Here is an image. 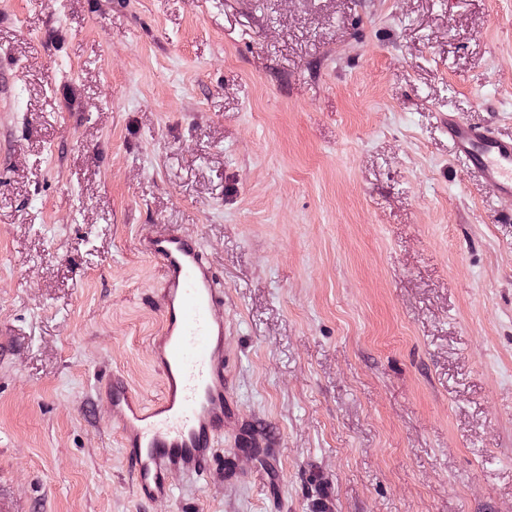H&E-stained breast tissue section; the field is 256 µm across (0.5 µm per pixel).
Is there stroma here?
<instances>
[{
  "label": "stroma",
  "mask_w": 512,
  "mask_h": 512,
  "mask_svg": "<svg viewBox=\"0 0 512 512\" xmlns=\"http://www.w3.org/2000/svg\"><path fill=\"white\" fill-rule=\"evenodd\" d=\"M512 0H0V512H512ZM168 230L224 285L231 418L138 499ZM448 140L466 156L487 182L512 202V140H503L486 126L459 123L452 113H439Z\"/></svg>",
  "instance_id": "obj_1"
}]
</instances>
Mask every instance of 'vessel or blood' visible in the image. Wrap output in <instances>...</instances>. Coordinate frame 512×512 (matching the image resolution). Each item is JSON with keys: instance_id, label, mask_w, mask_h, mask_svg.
<instances>
[{"instance_id": "b4317fda", "label": "vessel or blood", "mask_w": 512, "mask_h": 512, "mask_svg": "<svg viewBox=\"0 0 512 512\" xmlns=\"http://www.w3.org/2000/svg\"><path fill=\"white\" fill-rule=\"evenodd\" d=\"M441 122L456 150L512 201V140L486 126L461 124L449 112ZM141 250L163 270L162 325L154 338L163 394L145 402L116 374L105 390L133 466L135 492L157 500L173 495L169 472L204 476L224 438V317L217 312L224 287L195 239L171 230L143 239Z\"/></svg>"}]
</instances>
